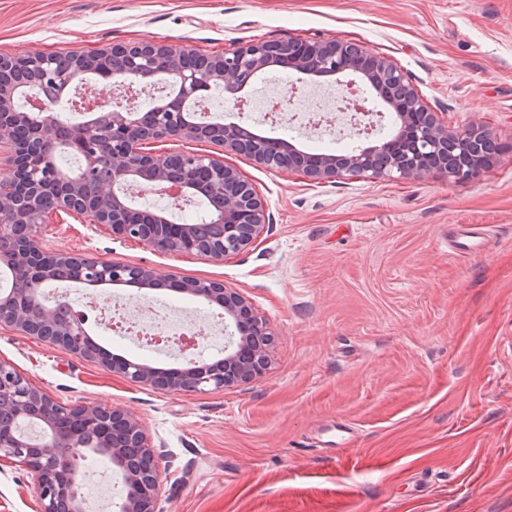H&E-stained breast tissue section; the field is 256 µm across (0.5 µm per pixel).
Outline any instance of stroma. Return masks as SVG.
<instances>
[{
  "mask_svg": "<svg viewBox=\"0 0 512 512\" xmlns=\"http://www.w3.org/2000/svg\"><path fill=\"white\" fill-rule=\"evenodd\" d=\"M340 38L391 56L455 129L512 146V0H0V54L152 40L203 54L253 39ZM345 83L276 68L225 119L266 135L252 106L301 111ZM272 223L215 262L112 237L84 216L42 225L45 248L237 289L272 327L270 366L204 393L131 382L94 360L0 330V361L66 405L125 409L162 450L156 512H512V153L479 179L314 183L225 153ZM478 227L455 255L457 225ZM92 338L156 367L155 353ZM355 441L337 448L338 434ZM24 467L0 462V512H39Z\"/></svg>",
  "mask_w": 512,
  "mask_h": 512,
  "instance_id": "obj_1",
  "label": "stroma"
}]
</instances>
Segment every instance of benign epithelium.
Returning a JSON list of instances; mask_svg holds the SVG:
<instances>
[{
  "label": "benign epithelium",
  "instance_id": "1",
  "mask_svg": "<svg viewBox=\"0 0 512 512\" xmlns=\"http://www.w3.org/2000/svg\"><path fill=\"white\" fill-rule=\"evenodd\" d=\"M285 60L289 70L301 75L357 76L395 112L398 135L357 154L322 155L311 162L284 140L256 137L236 123L198 119V92L214 83L235 95L259 73ZM104 69L112 76L117 106L97 113L91 124L62 126L53 108L59 94L77 77ZM155 75L167 76L172 92L142 112L133 104L134 86ZM18 123L31 128L28 140L15 138L13 126ZM164 139L208 142L223 152L244 154L268 170L293 169L315 183L431 174L470 181L484 172L487 148L496 141L479 120L462 130L449 127L392 57L343 39H257L212 55L141 42L74 57L42 51L1 56L0 150H8L13 176L0 184V272L11 279L10 287L0 289V328L95 359L132 382L169 392L235 388L262 376L274 341L269 323L243 294L222 282L49 251L38 231L39 225L67 211L107 226L117 238L143 242L161 252L199 254L222 262L250 248L272 224L261 197L237 169L217 156L147 149ZM62 143L81 159L77 173L68 178L55 170L54 157ZM202 170L208 173L205 183L197 182ZM167 184L179 189L177 209L201 197L209 200L210 223L178 224L165 210L134 205L138 191ZM71 269L87 285L175 284L182 293L221 306L235 327L227 337L224 358L166 371L148 363L112 360L89 336L83 319H63L59 305L49 306L43 299L41 288ZM90 445L124 478L122 512H155L162 481L160 453L137 417L118 407L63 405L0 361V461L26 467L40 512H84L73 458Z\"/></svg>",
  "mask_w": 512,
  "mask_h": 512
}]
</instances>
